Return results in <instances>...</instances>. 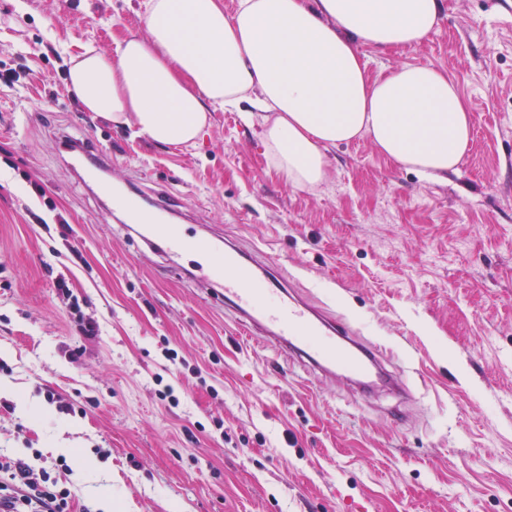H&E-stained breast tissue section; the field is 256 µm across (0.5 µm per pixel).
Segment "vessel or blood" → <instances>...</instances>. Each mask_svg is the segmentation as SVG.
Segmentation results:
<instances>
[{"mask_svg": "<svg viewBox=\"0 0 512 512\" xmlns=\"http://www.w3.org/2000/svg\"><path fill=\"white\" fill-rule=\"evenodd\" d=\"M104 191L132 223L146 225L147 246L159 241L172 254L202 259L204 280L223 298L234 323L277 356L322 374L342 371L358 384L374 376L399 396H408L401 370L388 369L376 345L342 317L292 289L277 266L257 265L233 241L217 249L208 238L185 235L171 223L168 210L143 209L136 195L121 188L108 185Z\"/></svg>", "mask_w": 512, "mask_h": 512, "instance_id": "vessel-or-blood-1", "label": "vessel or blood"}]
</instances>
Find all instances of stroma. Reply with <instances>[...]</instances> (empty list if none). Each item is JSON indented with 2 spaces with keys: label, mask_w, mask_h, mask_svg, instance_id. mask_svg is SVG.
<instances>
[{
  "label": "stroma",
  "mask_w": 512,
  "mask_h": 512,
  "mask_svg": "<svg viewBox=\"0 0 512 512\" xmlns=\"http://www.w3.org/2000/svg\"><path fill=\"white\" fill-rule=\"evenodd\" d=\"M444 4L418 47L363 54L447 72L473 120L457 171L361 138L309 191L238 112L167 145L83 110L72 57L145 36L146 0H0V70L28 73L0 83V453L65 458L73 512H512V0ZM105 184L283 264L407 365L410 399L241 337L197 257L129 236Z\"/></svg>",
  "instance_id": "1"
}]
</instances>
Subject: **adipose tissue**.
Wrapping results in <instances>:
<instances>
[{
    "label": "adipose tissue",
    "instance_id": "1",
    "mask_svg": "<svg viewBox=\"0 0 512 512\" xmlns=\"http://www.w3.org/2000/svg\"><path fill=\"white\" fill-rule=\"evenodd\" d=\"M443 0H147L146 37L87 50L68 81L89 112L165 144L196 141L213 108L264 111L261 136L289 184L312 190L328 148L367 138L395 164L455 172L472 116L447 73L400 64L370 77L362 54L417 47Z\"/></svg>",
    "mask_w": 512,
    "mask_h": 512
}]
</instances>
